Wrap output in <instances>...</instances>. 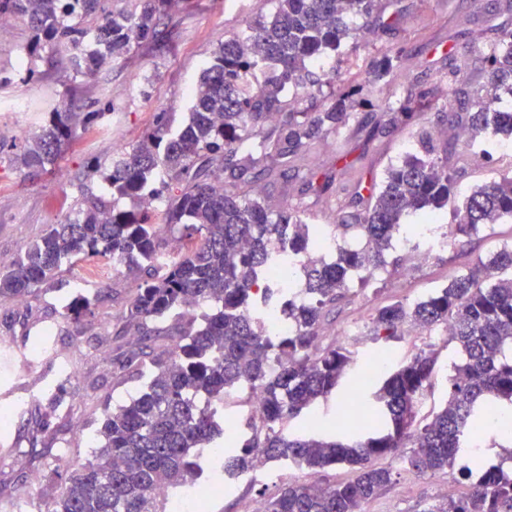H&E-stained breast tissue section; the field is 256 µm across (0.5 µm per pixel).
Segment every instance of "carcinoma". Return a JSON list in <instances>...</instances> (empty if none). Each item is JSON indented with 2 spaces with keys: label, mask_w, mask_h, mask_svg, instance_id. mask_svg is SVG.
<instances>
[{
  "label": "carcinoma",
  "mask_w": 512,
  "mask_h": 512,
  "mask_svg": "<svg viewBox=\"0 0 512 512\" xmlns=\"http://www.w3.org/2000/svg\"><path fill=\"white\" fill-rule=\"evenodd\" d=\"M169 0H0V18L30 32L21 65L32 78L39 64L62 54L76 71L99 50L116 60L132 47L154 41ZM274 13L258 10L246 34L218 44L192 93L188 120L172 125L160 112L130 153L117 152L108 168L93 172L105 194H82L64 220L48 224L36 241L0 263V305L24 302L51 285L73 259L115 258L136 281L125 302L123 333L140 346L113 362V373L144 382L128 400L105 408L91 458L74 468L45 512H167L164 486L182 491L202 484L205 449L223 429L224 395L237 387L262 393L257 422L245 442L223 444L211 459L224 465V486L250 470L255 453L269 463L306 471L273 496H261L263 512H362V505L393 482L391 469L376 461L403 455L417 473L452 471L473 431L490 410L512 409V245L486 262L477 261L425 298L377 308L372 335L402 339L415 327L448 330L458 359L450 363L447 398L427 415L420 399L435 385L439 352L430 347L402 364L382 346L366 366L385 360L384 371L360 389H372V416L340 434L321 431L313 414L318 401L336 390L356 365L353 352L331 343L322 330L336 306L348 300L355 275L386 270V252L409 213L433 214L454 205L450 235L469 237L485 224L512 219V175L503 174L455 204V174L448 156L458 142L433 141L425 130L419 150L387 167L382 183L364 187L363 208L334 224H308L299 211L270 208L252 186L254 164L271 159L283 172L312 142L342 127L359 104L358 89H336L322 112L299 108L334 75L308 64L357 40L360 20H373L375 0H272ZM399 53L383 52L363 87L370 94L388 83ZM490 84L475 92L452 81L464 110L448 123L468 136L465 143L512 131V110L500 106L498 90L512 94V30L489 53ZM418 100H382L388 124L409 122ZM104 116L73 112L62 103L44 113L38 130L20 138L13 162L31 175L52 171L79 129ZM277 121L256 142L251 129ZM229 183H224V172ZM182 185L167 196L169 182ZM166 203L164 223L155 224L142 198ZM128 199L132 208L118 207ZM186 246L168 253V235ZM278 268L282 280L299 278L304 297L291 298L264 282ZM92 300L78 295L62 305L65 324L80 327L92 315ZM202 309L185 319L180 310ZM276 307L292 326L286 336L266 335L264 320ZM158 336L169 337L158 352ZM61 397L37 401L30 414L42 419ZM304 416L302 425L284 423ZM411 447L407 453L406 447ZM338 465L354 479L324 484L322 473ZM468 492L448 496L424 512H512V473L474 458L459 468Z\"/></svg>",
  "instance_id": "obj_1"
}]
</instances>
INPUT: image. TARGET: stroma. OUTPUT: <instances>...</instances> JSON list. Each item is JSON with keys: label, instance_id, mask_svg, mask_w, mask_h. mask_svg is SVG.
Here are the masks:
<instances>
[{"label": "stroma", "instance_id": "stroma-1", "mask_svg": "<svg viewBox=\"0 0 512 512\" xmlns=\"http://www.w3.org/2000/svg\"><path fill=\"white\" fill-rule=\"evenodd\" d=\"M379 24L360 33L357 43L326 58L325 70L339 84L363 81L378 52L397 50L401 59L389 89L397 96L425 91L427 100L409 124L389 126L383 112L359 107L345 127L327 133L294 161L295 168L315 174L313 188L280 172L261 174L262 196L272 208L300 211L310 224L335 223L339 213L356 210L353 192L358 183L381 181L388 164L414 151L420 130L435 138L451 136L443 113L459 108L448 92V74L458 71L468 89L487 83L486 57L501 33L512 29V7L506 0H376ZM261 6L260 0H173L163 19L161 37L132 48L94 75L75 73L68 61L40 66L38 78L0 88V139L11 141L34 131L44 112L72 99L77 112H96L100 118L69 145L50 174L24 176L0 153V258L10 259L36 238L45 225L56 223L75 208L80 194H102L104 187L90 173V160L110 161L117 149L132 150L148 131L157 112L172 113L175 123L188 117L190 91L218 43L243 35L246 23ZM151 83H144V76ZM489 159L473 164L469 148L452 155L458 195H466L501 174L512 173V140L500 135L488 146ZM512 244V221L503 220L469 239H446L428 264H417L411 246L396 243L394 253L404 259V271L385 275L380 291H357L329 317L324 343L336 330L347 329L346 346L364 363L377 343L370 336L376 308L396 300L413 302L447 284L476 260H489ZM105 259L66 263L48 290L21 304L0 306V342L22 351L26 370L14 371L12 394L0 397V411L18 405L25 394L45 395L59 383V372L73 365L77 375L48 424L20 414L0 425V442L11 452L0 466V505L19 512H42L44 501L62 490L73 467L88 457L92 436L106 405L126 399L138 383H118L112 362L135 349L137 340L122 334L121 311L133 281L106 269ZM84 294L96 304L95 315L82 329L64 326L62 303ZM434 347L442 362L455 356L444 329L422 336L406 335L391 343L395 362L421 349ZM66 445L59 461L44 451ZM380 466L396 472L393 484L365 505V512H424L441 499L452 481L451 473L418 476L399 457L380 459ZM271 478L238 481L211 504L213 512H250L260 493H271L289 481L303 478L298 469L273 465Z\"/></svg>", "mask_w": 512, "mask_h": 512}]
</instances>
